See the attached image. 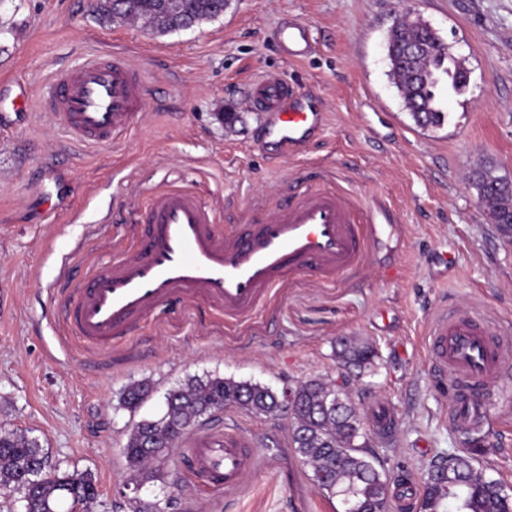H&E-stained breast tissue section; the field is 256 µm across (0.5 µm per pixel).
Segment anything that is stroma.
Masks as SVG:
<instances>
[{
    "instance_id": "1",
    "label": "stroma",
    "mask_w": 512,
    "mask_h": 512,
    "mask_svg": "<svg viewBox=\"0 0 512 512\" xmlns=\"http://www.w3.org/2000/svg\"><path fill=\"white\" fill-rule=\"evenodd\" d=\"M409 9L469 71L463 93L443 96L438 128L414 123L389 74L387 36ZM291 20L313 45L298 62L273 39ZM115 52L155 94L112 145L81 143L40 96L61 69ZM265 73L323 103L325 132L298 156L273 159L256 143L264 115L245 108L244 90ZM1 79L24 86L28 101L25 120L0 129V428L38 439L60 467L90 471L93 512H128L129 430L160 417L184 379L209 374L276 391L343 374L360 409L385 401L395 411L392 437L370 441L391 474L420 484L430 460L467 449L512 490V378L491 395L486 427L462 435L448 425L423 350L427 326L448 307L476 309L512 338V244L473 183L487 172L512 179V0H231L222 16L164 36L100 20L95 0H0ZM52 168L67 180L68 206L50 213L37 177ZM295 185L340 189L378 225L354 271L330 282L290 277L233 326L202 302L178 300L116 346L64 335L61 289L132 246L151 190L196 191L228 231ZM69 254L75 262L62 267ZM346 337L374 345L365 373L342 370ZM138 381L152 391L130 411L120 394ZM223 426L249 445L236 484H205L184 443L140 497L175 483V512H340L290 447L285 416L234 406L200 429Z\"/></svg>"
}]
</instances>
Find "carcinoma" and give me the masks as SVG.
I'll use <instances>...</instances> for the list:
<instances>
[{
    "label": "carcinoma",
    "mask_w": 512,
    "mask_h": 512,
    "mask_svg": "<svg viewBox=\"0 0 512 512\" xmlns=\"http://www.w3.org/2000/svg\"><path fill=\"white\" fill-rule=\"evenodd\" d=\"M162 0H125L123 15L112 12V0H98L101 19L112 21H147L160 36L175 31L155 25ZM183 10L195 19L216 18L215 0H183ZM420 38L429 53L423 70L429 78L412 84L398 59L397 45L408 38ZM390 72L414 122L422 111L425 126L437 128L446 121L440 107L439 86L448 84V92L462 91L463 66L450 58L447 48L436 42L435 36L419 25L404 32H394L388 38ZM344 362L362 372L373 365L375 352L367 343L348 339L337 352ZM150 385L131 383L121 393L120 403L135 410L144 402ZM336 404L333 389L322 380H312L300 393L299 404L291 419L289 443L302 464L311 470L314 486L325 496L348 501L352 512H388V499L394 479L380 461L368 451L369 434L360 425L362 412L348 395ZM236 406L256 415H278L283 412L281 393L248 381H235L219 376H192L165 395V411L158 420L143 419L133 425L121 455L131 476L142 477L151 466L166 459L183 435L194 429L198 419L206 414ZM333 457L334 470L327 479L318 480L325 459ZM454 486L445 485L438 473L443 461L433 460L426 466L424 493L420 512H512V497L505 493L501 482L474 465L466 454H453ZM48 455L39 441L24 434L0 430V490H9L25 483L31 492L22 501L24 512H63L66 504L91 512L99 496L92 473L83 472L82 481L72 483L73 472L51 467L53 477H43ZM164 499L151 503L129 501L130 512H166Z\"/></svg>",
    "instance_id": "1"
}]
</instances>
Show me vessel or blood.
<instances>
[{"mask_svg":"<svg viewBox=\"0 0 512 512\" xmlns=\"http://www.w3.org/2000/svg\"><path fill=\"white\" fill-rule=\"evenodd\" d=\"M275 39L288 60L311 51L303 24L279 27ZM149 101L139 73L119 54L59 71L41 98L78 141L96 145L135 124ZM248 106L266 113L270 135L259 144L278 158L298 155L324 122L323 113L305 111L299 92L275 74L253 80ZM137 235V245L119 260L80 279L75 298L64 305L67 325L88 343H116L180 299L203 301L224 321H236L256 311L291 275L332 281L352 271L377 228L357 219L344 192L293 188L284 203L227 234L196 192L166 188L150 195ZM424 346L437 381L451 387L449 425L463 434L483 427L488 396L512 361L492 321L473 311L441 312L428 325ZM370 418L376 434L390 435L388 405L376 403ZM189 457L215 487L235 483L248 464L242 437L228 433L199 437ZM392 508L417 512L412 487H395Z\"/></svg>","mask_w":512,"mask_h":512,"instance_id":"vessel-or-blood-1","label":"vessel or blood"}]
</instances>
